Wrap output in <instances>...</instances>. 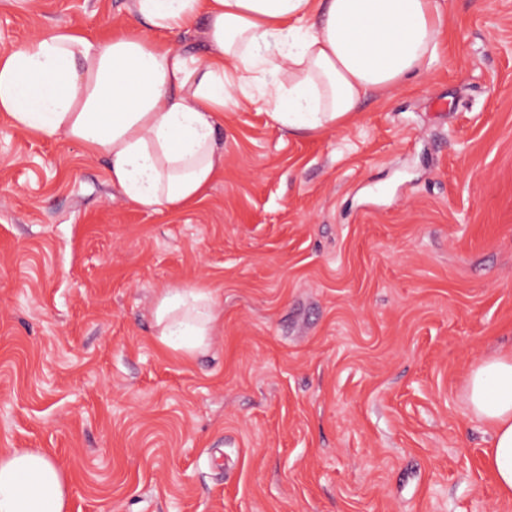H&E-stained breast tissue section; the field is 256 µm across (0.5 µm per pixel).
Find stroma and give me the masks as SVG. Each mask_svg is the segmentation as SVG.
<instances>
[{
	"label": "stroma",
	"mask_w": 512,
	"mask_h": 512,
	"mask_svg": "<svg viewBox=\"0 0 512 512\" xmlns=\"http://www.w3.org/2000/svg\"><path fill=\"white\" fill-rule=\"evenodd\" d=\"M129 0H0V51L107 36ZM409 88L310 136L225 111L195 205L129 203L103 158L0 112V449L67 512H512L465 382L512 355V0H447ZM209 288V347L162 288ZM159 341L185 354L206 348L217 319L211 291L204 286L163 288L154 310Z\"/></svg>",
	"instance_id": "obj_1"
}]
</instances>
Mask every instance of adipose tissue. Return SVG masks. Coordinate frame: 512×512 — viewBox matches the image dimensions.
Returning a JSON list of instances; mask_svg holds the SVG:
<instances>
[{
  "label": "adipose tissue",
  "instance_id": "ef3b65f1",
  "mask_svg": "<svg viewBox=\"0 0 512 512\" xmlns=\"http://www.w3.org/2000/svg\"><path fill=\"white\" fill-rule=\"evenodd\" d=\"M129 14L172 36L202 27L205 60L137 34L93 40L58 29L0 52V112L12 126L65 136L107 163L131 203L179 210L202 199L224 166L218 127L238 100L260 102L291 131L340 126L374 94L396 91L435 60L446 0H131ZM159 340L206 348L217 319L196 285L162 289ZM470 413L492 436L486 464L512 497V357L479 362L466 379ZM55 462L0 453V512H66Z\"/></svg>",
  "mask_w": 512,
  "mask_h": 512
}]
</instances>
